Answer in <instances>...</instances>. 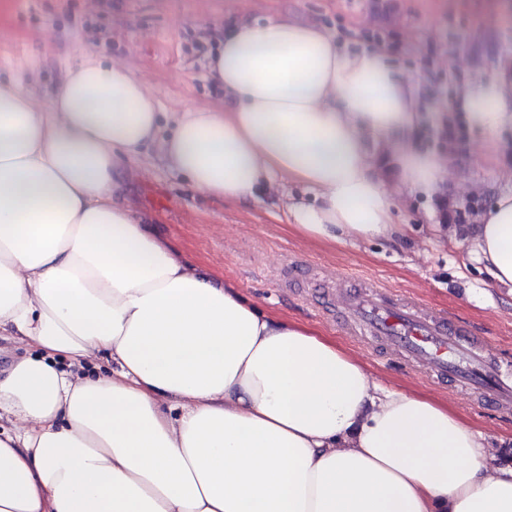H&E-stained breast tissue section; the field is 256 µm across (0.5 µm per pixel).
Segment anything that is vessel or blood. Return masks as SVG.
<instances>
[{
    "label": "vessel or blood",
    "mask_w": 512,
    "mask_h": 512,
    "mask_svg": "<svg viewBox=\"0 0 512 512\" xmlns=\"http://www.w3.org/2000/svg\"><path fill=\"white\" fill-rule=\"evenodd\" d=\"M339 322L350 335L398 353L437 382H452L495 406L512 400V367L490 360L488 342L415 301L386 295L373 283H354Z\"/></svg>",
    "instance_id": "b4317fda"
}]
</instances>
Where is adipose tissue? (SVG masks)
Instances as JSON below:
<instances>
[{
    "label": "adipose tissue",
    "mask_w": 512,
    "mask_h": 512,
    "mask_svg": "<svg viewBox=\"0 0 512 512\" xmlns=\"http://www.w3.org/2000/svg\"><path fill=\"white\" fill-rule=\"evenodd\" d=\"M226 109L172 115L122 64L87 60L51 112L0 82V512H512V468L447 404L382 386L320 330L264 312L142 224L121 171L156 147L228 202L290 181L304 237L391 238L393 198L442 196L415 84L383 47L343 51L292 14L235 23L209 61ZM493 141L512 80L457 93ZM512 289V189L467 249ZM104 358L109 374L76 373Z\"/></svg>",
    "instance_id": "obj_1"
}]
</instances>
